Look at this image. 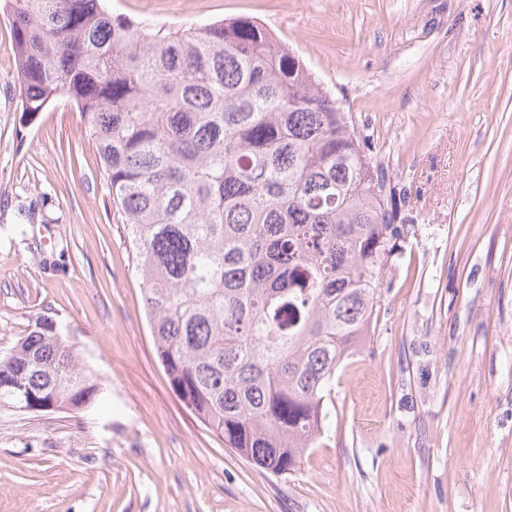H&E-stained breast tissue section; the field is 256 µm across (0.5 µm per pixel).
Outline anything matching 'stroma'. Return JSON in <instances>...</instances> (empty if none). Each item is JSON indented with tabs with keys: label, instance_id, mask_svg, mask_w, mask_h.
Segmentation results:
<instances>
[{
	"label": "stroma",
	"instance_id": "35a3bbf8",
	"mask_svg": "<svg viewBox=\"0 0 512 512\" xmlns=\"http://www.w3.org/2000/svg\"><path fill=\"white\" fill-rule=\"evenodd\" d=\"M167 26L248 17L366 136L414 229L276 477L172 391L135 252L77 107L20 112L0 5V356L56 320L90 410L0 406V512H512V0H109Z\"/></svg>",
	"mask_w": 512,
	"mask_h": 512
}]
</instances>
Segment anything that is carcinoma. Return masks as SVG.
<instances>
[{
  "label": "carcinoma",
  "instance_id": "cac0c4a2",
  "mask_svg": "<svg viewBox=\"0 0 512 512\" xmlns=\"http://www.w3.org/2000/svg\"><path fill=\"white\" fill-rule=\"evenodd\" d=\"M20 111L77 106L125 216L173 392L256 468L294 472L410 235L366 139L288 46L239 17L153 27L107 0H6ZM99 392L54 321L0 357V406Z\"/></svg>",
  "mask_w": 512,
  "mask_h": 512
}]
</instances>
